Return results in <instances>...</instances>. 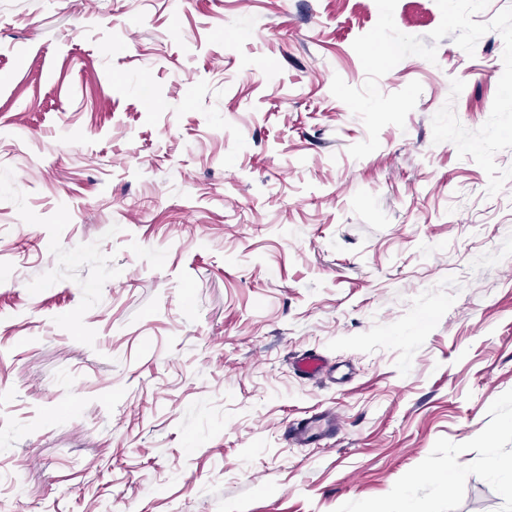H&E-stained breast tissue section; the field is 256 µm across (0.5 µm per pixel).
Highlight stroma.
<instances>
[{
    "mask_svg": "<svg viewBox=\"0 0 512 512\" xmlns=\"http://www.w3.org/2000/svg\"><path fill=\"white\" fill-rule=\"evenodd\" d=\"M378 16L0 0V512H512V179L432 134L487 121L503 40L404 58L379 89L422 94L357 160L331 84ZM333 424L334 418L329 415L311 417L307 421L293 426L290 429L289 439L300 446H310L318 440V437L327 432Z\"/></svg>",
    "mask_w": 512,
    "mask_h": 512,
    "instance_id": "35a3bbf8",
    "label": "stroma"
}]
</instances>
